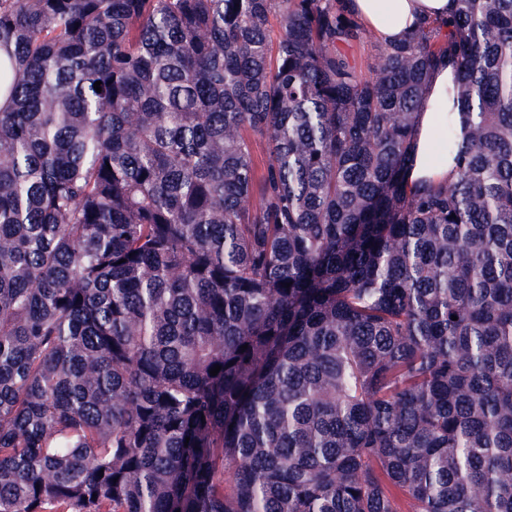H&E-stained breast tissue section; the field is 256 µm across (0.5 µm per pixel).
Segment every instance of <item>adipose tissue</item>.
I'll list each match as a JSON object with an SVG mask.
<instances>
[{"label":"adipose tissue","mask_w":512,"mask_h":512,"mask_svg":"<svg viewBox=\"0 0 512 512\" xmlns=\"http://www.w3.org/2000/svg\"><path fill=\"white\" fill-rule=\"evenodd\" d=\"M348 12L381 43L399 41L419 30L423 23L447 20L456 9V0H343ZM453 65L441 66L431 76L430 89L419 108L415 166L411 180H448L447 158L433 148L437 131L448 123L453 111Z\"/></svg>","instance_id":"obj_1"}]
</instances>
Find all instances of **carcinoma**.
I'll return each instance as SVG.
<instances>
[{"instance_id": "carcinoma-1", "label": "carcinoma", "mask_w": 512, "mask_h": 512, "mask_svg": "<svg viewBox=\"0 0 512 512\" xmlns=\"http://www.w3.org/2000/svg\"><path fill=\"white\" fill-rule=\"evenodd\" d=\"M457 3L366 77L339 0H0V512H512V0ZM454 80L452 64L442 65L431 76L429 92L419 108L415 166L410 173V181L427 179L440 182L450 178L448 159L441 157L433 144L437 131L448 124V112H458L452 98Z\"/></svg>"}]
</instances>
